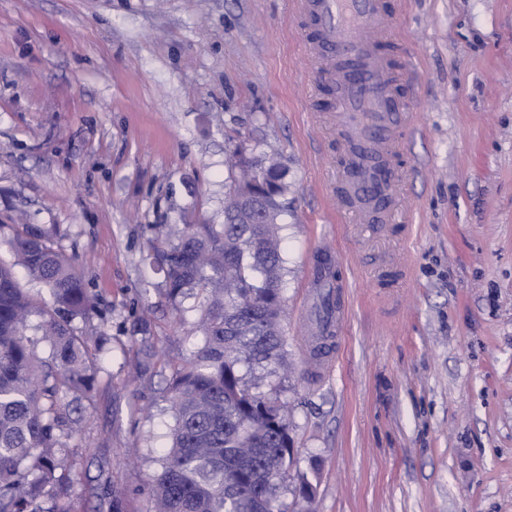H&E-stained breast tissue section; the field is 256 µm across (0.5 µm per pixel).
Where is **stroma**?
<instances>
[{"mask_svg": "<svg viewBox=\"0 0 512 512\" xmlns=\"http://www.w3.org/2000/svg\"><path fill=\"white\" fill-rule=\"evenodd\" d=\"M403 149L387 221L339 194L335 99L290 0H0V224L58 227L107 328L68 440L77 512H148L200 295L169 300L149 225L220 224L233 144L281 163L284 333L268 377L311 512H512V0H387ZM330 249L345 321L311 361Z\"/></svg>", "mask_w": 512, "mask_h": 512, "instance_id": "obj_1", "label": "stroma"}]
</instances>
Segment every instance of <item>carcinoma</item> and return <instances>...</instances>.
<instances>
[{
    "instance_id": "cac0c4a2",
    "label": "carcinoma",
    "mask_w": 512,
    "mask_h": 512,
    "mask_svg": "<svg viewBox=\"0 0 512 512\" xmlns=\"http://www.w3.org/2000/svg\"><path fill=\"white\" fill-rule=\"evenodd\" d=\"M231 182L224 223L150 226L149 254L168 296L203 297L192 333L200 341L172 367L166 401L174 418L171 444L152 478L151 512H267L279 507L281 483L294 447L277 392L259 381L288 370L283 320L282 207L288 189L269 191L266 223H250L251 207ZM57 230L0 224L14 263L0 262V512H74L72 485L61 456L71 414L92 398L96 361L109 345L106 329L76 334L73 321L100 313L72 260L54 246ZM44 284L49 299L18 283L14 266ZM38 334H26L29 316Z\"/></svg>"
}]
</instances>
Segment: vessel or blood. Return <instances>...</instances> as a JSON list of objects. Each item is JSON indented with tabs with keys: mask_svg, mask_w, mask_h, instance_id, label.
I'll return each instance as SVG.
<instances>
[{
	"mask_svg": "<svg viewBox=\"0 0 512 512\" xmlns=\"http://www.w3.org/2000/svg\"><path fill=\"white\" fill-rule=\"evenodd\" d=\"M296 6L312 17V50L324 78L336 85L337 120L356 135L357 170L369 179L374 151L389 144L404 109L402 75L376 46L391 37L393 20L382 0H297Z\"/></svg>",
	"mask_w": 512,
	"mask_h": 512,
	"instance_id": "b4317fda",
	"label": "vessel or blood"
}]
</instances>
